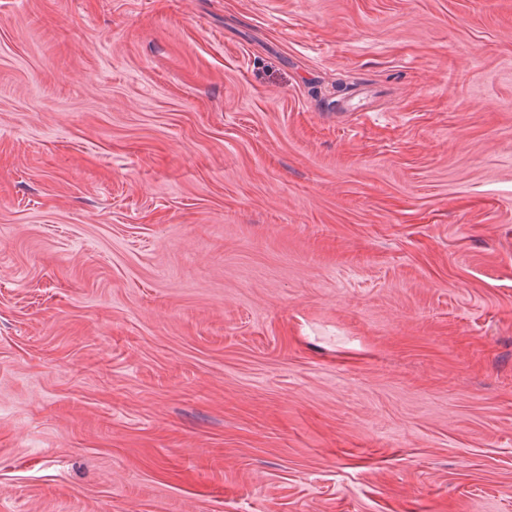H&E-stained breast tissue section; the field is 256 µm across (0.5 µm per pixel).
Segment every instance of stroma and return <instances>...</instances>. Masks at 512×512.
<instances>
[{
  "label": "stroma",
  "mask_w": 512,
  "mask_h": 512,
  "mask_svg": "<svg viewBox=\"0 0 512 512\" xmlns=\"http://www.w3.org/2000/svg\"><path fill=\"white\" fill-rule=\"evenodd\" d=\"M0 512H512V0H0Z\"/></svg>",
  "instance_id": "1"
}]
</instances>
